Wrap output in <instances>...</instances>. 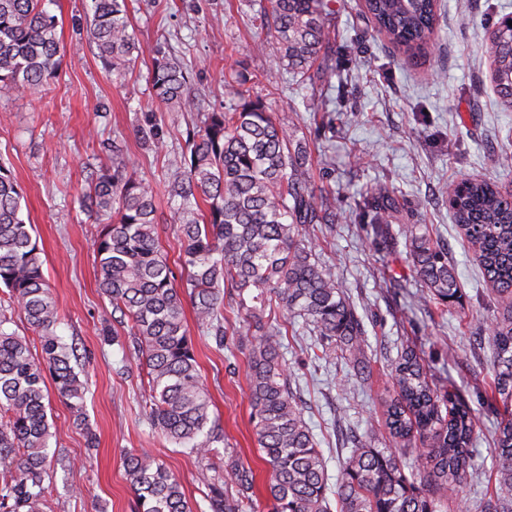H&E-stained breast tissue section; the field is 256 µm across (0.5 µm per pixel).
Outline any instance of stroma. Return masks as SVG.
<instances>
[{
    "mask_svg": "<svg viewBox=\"0 0 512 512\" xmlns=\"http://www.w3.org/2000/svg\"><path fill=\"white\" fill-rule=\"evenodd\" d=\"M261 0H127L144 49L136 68L119 77L106 69L87 37L90 0H45L59 20L63 64L47 90L26 96L0 93V157L8 159L24 190L28 216L42 250L43 272L57 301L58 336L75 345L89 382L78 423L74 410L50 394L51 449L71 469L52 464L48 500L52 512H130L132 493L124 458L144 449L182 483L194 505L203 502L213 466L231 460L256 474L250 512H267V471L255 441L247 359L238 337L223 349L199 340L197 359L219 416L224 440L201 461L160 439L145 415L144 370L123 364L119 345L103 339L112 306L98 288L92 241L101 225L83 202L92 175L112 162L121 146L130 168L157 188L159 211L170 213L171 165L185 147L193 112L166 107L147 79L154 53L187 69L201 110L231 103L224 74L256 76L252 95L294 125L314 146L332 139L316 157L315 180L333 195L338 220L318 230V255L356 303L367 330L371 360L367 378L343 363L318 360L315 337L301 327L283 336L298 403L326 461L329 480L357 440L375 432L376 447L393 440L385 425L392 392L390 363L401 348L420 355L429 379L454 393L478 418L470 448L472 470L448 512H480L492 491V439L502 408L484 395L492 376V351L479 333L500 303L486 284L466 238L448 207V192L461 179L512 186V111L502 110L482 45L512 0H440L436 46L411 62L384 40L366 36L360 0H338L331 21L338 48L321 61L331 70L329 88L302 89L282 79L272 47L251 20ZM161 128L162 148L143 144L148 118ZM386 187L403 205L392 223L374 234L360 213L358 192ZM422 224L448 250L460 297L425 302L403 247L400 227ZM79 486L72 495L70 486Z\"/></svg>",
    "mask_w": 512,
    "mask_h": 512,
    "instance_id": "obj_1",
    "label": "stroma"
}]
</instances>
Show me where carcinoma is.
<instances>
[{
    "label": "carcinoma",
    "mask_w": 512,
    "mask_h": 512,
    "mask_svg": "<svg viewBox=\"0 0 512 512\" xmlns=\"http://www.w3.org/2000/svg\"><path fill=\"white\" fill-rule=\"evenodd\" d=\"M439 0H363L373 35L414 59L434 41ZM89 39L112 73L133 69L143 50L131 30L126 0H91ZM256 16L276 51L280 71L302 87L317 79L315 65L329 48L335 0H268ZM58 18L41 0H0V90L32 94L55 78L62 62ZM504 109H512V35L494 30L482 47ZM148 80L155 96L186 112L198 109L176 60L153 59ZM224 82L230 108L207 112L187 132L185 152L169 195L178 225L182 285L159 247L161 218L153 185L129 170L119 148L86 191L87 206L105 224L93 239L99 288L112 304V336L129 328L122 361L146 369L145 404L152 429L168 442L206 457L224 440L210 417V398L185 321L190 302L198 334L224 348V309L232 308L248 356L252 422L269 472V512H330L323 456L291 390L281 351L282 327L265 315L276 305L303 321L325 356L339 354L365 373L368 343L356 305L331 268L316 255L314 227L336 223L331 193L314 185V160L297 130L252 98L249 79L236 71ZM23 190L0 161V512H50V423L46 376L57 395L82 413L87 382L71 365L75 347L55 333L56 300L43 274L33 225L21 213ZM456 224L477 256L490 289L508 301L485 335L493 352L490 398L503 414L492 442L495 488L482 512H512V195L495 182L472 179L448 200ZM359 207L374 224H387L399 200L380 189ZM413 271L435 298H459L454 267L418 224L403 228ZM20 312L37 334L41 354L9 330ZM394 397L387 406L391 437L428 434L431 444L409 461L391 448L359 441L349 449L336 483L339 512H441L458 496L472 468L474 421L429 382L416 352L391 365ZM125 473L132 512H194L181 482L156 457L128 452ZM253 470L238 461L207 480L209 512H246Z\"/></svg>",
    "instance_id": "carcinoma-1"
}]
</instances>
